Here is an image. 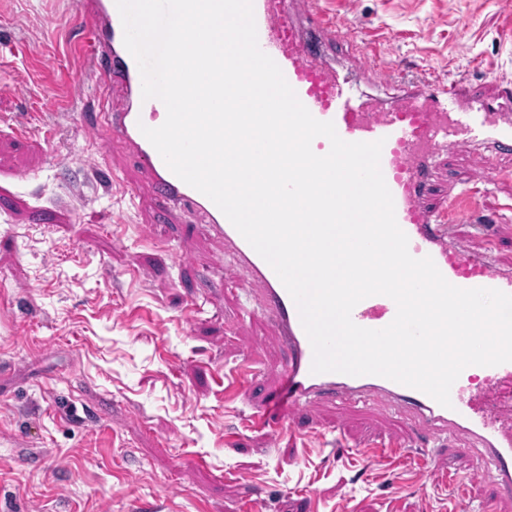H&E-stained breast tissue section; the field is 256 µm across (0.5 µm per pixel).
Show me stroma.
<instances>
[{
	"label": "stroma",
	"mask_w": 512,
	"mask_h": 512,
	"mask_svg": "<svg viewBox=\"0 0 512 512\" xmlns=\"http://www.w3.org/2000/svg\"><path fill=\"white\" fill-rule=\"evenodd\" d=\"M393 68L442 82L512 81V0H320ZM76 0H12L0 15V512H454L413 463H370L359 446L417 435L400 411L318 404L292 413L288 349L259 293L227 273L222 241L167 209L137 159L103 138V93L67 56ZM49 97L71 112H46ZM510 178L482 194L496 257L512 267ZM452 155L436 195L480 179ZM111 267L103 277L102 267ZM214 269L202 277V268ZM249 364L234 395L218 378ZM273 438L243 426L249 403ZM448 464L476 500L488 466Z\"/></svg>",
	"instance_id": "obj_1"
}]
</instances>
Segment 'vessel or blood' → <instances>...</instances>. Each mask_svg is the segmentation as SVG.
<instances>
[{
	"label": "vessel or blood",
	"instance_id": "obj_1",
	"mask_svg": "<svg viewBox=\"0 0 512 512\" xmlns=\"http://www.w3.org/2000/svg\"><path fill=\"white\" fill-rule=\"evenodd\" d=\"M253 9L260 49L280 67L312 116L333 122L344 141H382L380 166L393 196L397 223L409 239L410 254L431 257L454 286L512 294V271L499 268L494 249L469 254L453 242L449 232L451 225L472 223L482 187H469L432 204L427 201L441 157L512 153V83H502L491 102L484 85L465 80L437 82L422 74L404 73L401 96L387 106L360 88L361 80L381 77L388 69L375 52L358 51L354 61L335 67L324 49L313 48L302 37L300 25L305 22L320 34L326 47L353 38L345 22L323 10L317 0H253ZM71 24L83 33L82 40L73 45L75 52L86 59L109 91L122 96L121 104L108 108L107 139L137 157L148 188L160 201L187 205L199 213L208 230L224 241L259 285L263 312L289 350L281 372L290 388L292 408L375 394L401 404L442 434L469 436L479 444L476 462L492 465L497 476L496 494L480 504V512H512V404L499 399L501 382L512 380V362L483 367L485 385L480 392L456 381L448 408L420 390L384 377L312 373L311 343L297 306L275 271L208 197L172 173L142 134V127L164 123L166 108L158 99L142 97L141 75L124 45L115 0H79ZM395 314L393 300L375 295L355 306L352 319L358 326L381 329ZM364 454L372 460L413 456L436 480L455 479L440 457L425 448L413 452L407 441L376 442Z\"/></svg>",
	"mask_w": 512,
	"mask_h": 512
}]
</instances>
